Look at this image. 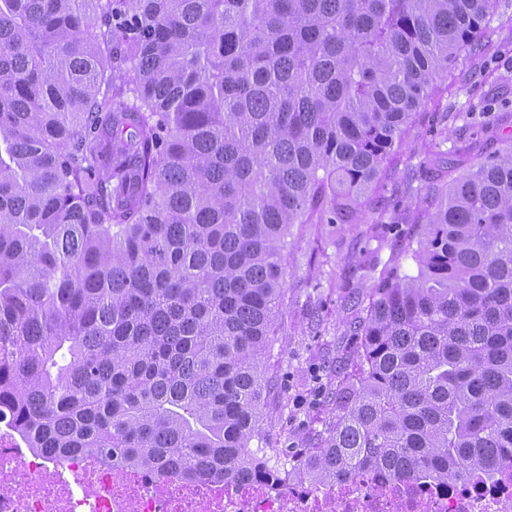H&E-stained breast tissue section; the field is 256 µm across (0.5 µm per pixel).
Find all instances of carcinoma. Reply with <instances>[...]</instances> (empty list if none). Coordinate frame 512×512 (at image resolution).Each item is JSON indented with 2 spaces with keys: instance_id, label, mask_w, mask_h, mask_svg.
Segmentation results:
<instances>
[{
  "instance_id": "carcinoma-1",
  "label": "carcinoma",
  "mask_w": 512,
  "mask_h": 512,
  "mask_svg": "<svg viewBox=\"0 0 512 512\" xmlns=\"http://www.w3.org/2000/svg\"><path fill=\"white\" fill-rule=\"evenodd\" d=\"M499 0H0V423L60 461L276 476L259 355L295 224L361 200ZM415 276L294 476L512 450V147L427 190Z\"/></svg>"
}]
</instances>
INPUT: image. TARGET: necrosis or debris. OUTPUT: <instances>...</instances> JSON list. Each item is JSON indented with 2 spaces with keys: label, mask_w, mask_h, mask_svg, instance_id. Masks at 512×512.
<instances>
[{
  "label": "necrosis or debris",
  "mask_w": 512,
  "mask_h": 512,
  "mask_svg": "<svg viewBox=\"0 0 512 512\" xmlns=\"http://www.w3.org/2000/svg\"><path fill=\"white\" fill-rule=\"evenodd\" d=\"M510 503L512 454L490 476L395 479L376 467L313 486L285 477L160 478L90 456L66 463L23 451L11 432H0V512H504Z\"/></svg>",
  "instance_id": "obj_1"
}]
</instances>
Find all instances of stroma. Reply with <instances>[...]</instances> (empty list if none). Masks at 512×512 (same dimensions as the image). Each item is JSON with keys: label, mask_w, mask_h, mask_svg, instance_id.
Segmentation results:
<instances>
[{"label": "stroma", "mask_w": 512, "mask_h": 512, "mask_svg": "<svg viewBox=\"0 0 512 512\" xmlns=\"http://www.w3.org/2000/svg\"><path fill=\"white\" fill-rule=\"evenodd\" d=\"M494 27L485 51L459 64L393 156L376 193L379 223L292 226L277 334L262 358L273 387L251 448L276 449L284 463L331 425L336 401L323 392L353 371L359 340L348 335L350 322L383 274L417 272L408 245L425 228L419 192L431 183L429 161H442L456 178L468 171L455 157L458 146L488 157L512 137V0H503ZM436 126L447 136L433 134Z\"/></svg>", "instance_id": "obj_1"}]
</instances>
